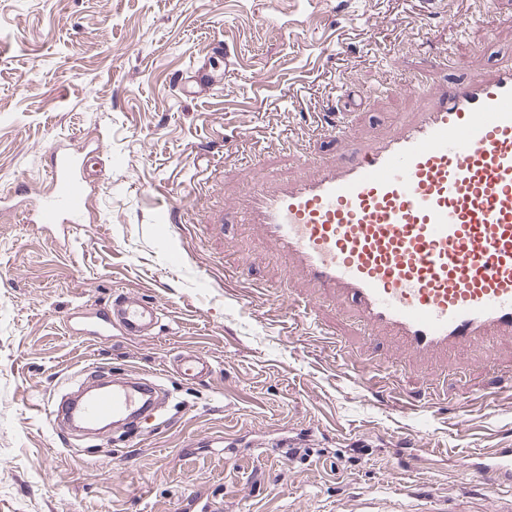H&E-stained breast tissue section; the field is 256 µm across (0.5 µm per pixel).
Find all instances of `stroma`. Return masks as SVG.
I'll return each mask as SVG.
<instances>
[{"instance_id": "35a3bbf8", "label": "stroma", "mask_w": 512, "mask_h": 512, "mask_svg": "<svg viewBox=\"0 0 512 512\" xmlns=\"http://www.w3.org/2000/svg\"><path fill=\"white\" fill-rule=\"evenodd\" d=\"M0 0V196L45 193L52 149H99L85 223L0 211V512H383L437 498L491 512L462 472L512 448V345L458 352L439 398L352 310L298 321L274 293L307 294L232 208L253 161L282 177L419 112L404 90L440 57L512 62V0ZM336 107L356 141L325 135ZM127 292L157 301L155 335L80 334L75 315ZM212 373L185 386L174 357ZM90 365L161 376L171 397L138 437L65 447L46 402ZM492 394L487 407L482 394Z\"/></svg>"}]
</instances>
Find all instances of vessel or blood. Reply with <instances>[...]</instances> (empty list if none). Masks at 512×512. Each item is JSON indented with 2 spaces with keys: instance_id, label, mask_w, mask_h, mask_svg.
<instances>
[{
  "instance_id": "vessel-or-blood-1",
  "label": "vessel or blood",
  "mask_w": 512,
  "mask_h": 512,
  "mask_svg": "<svg viewBox=\"0 0 512 512\" xmlns=\"http://www.w3.org/2000/svg\"><path fill=\"white\" fill-rule=\"evenodd\" d=\"M408 90L423 111L351 160H316L312 176L281 183L272 171H254L239 221L256 225L291 270L318 288L302 317L326 301L348 304L363 328L388 330L422 355L511 340L512 66ZM52 154L53 189L28 219L84 223L93 158L61 144ZM79 318L92 336L117 329L141 337L158 328L162 310L122 293ZM174 371L192 385L212 366L183 351ZM165 400L156 376L108 381L95 366L80 372L72 396L47 406L61 433L101 425L127 432ZM462 466L493 495L495 512H512V498L498 496L512 485V448L467 454Z\"/></svg>"
}]
</instances>
